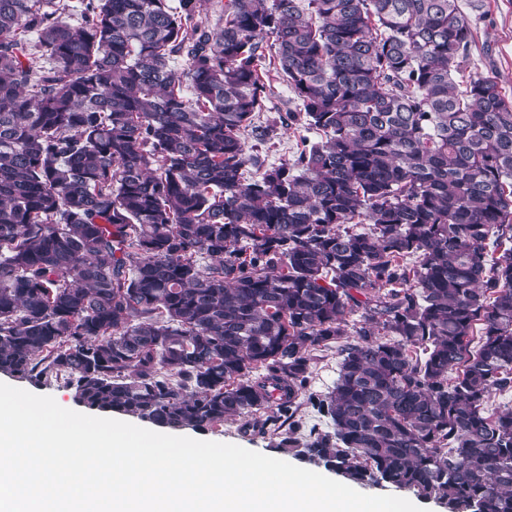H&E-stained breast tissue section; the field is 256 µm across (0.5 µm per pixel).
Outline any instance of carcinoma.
Returning <instances> with one entry per match:
<instances>
[{
  "label": "carcinoma",
  "instance_id": "carcinoma-1",
  "mask_svg": "<svg viewBox=\"0 0 512 512\" xmlns=\"http://www.w3.org/2000/svg\"><path fill=\"white\" fill-rule=\"evenodd\" d=\"M208 2L70 24L68 0H0V373L171 430L247 417L349 483L512 512V410L488 409L512 391V98L457 81L470 17L226 0L209 27ZM280 143L277 149L272 152L269 157V162L275 165L280 164L284 160L293 159L296 155L298 147L300 145V136L306 135L310 138L311 141H316L319 139V135L313 131H295L294 128L291 129H283L281 131ZM309 392L325 393L332 388L338 375L336 349L311 353Z\"/></svg>",
  "mask_w": 512,
  "mask_h": 512
}]
</instances>
